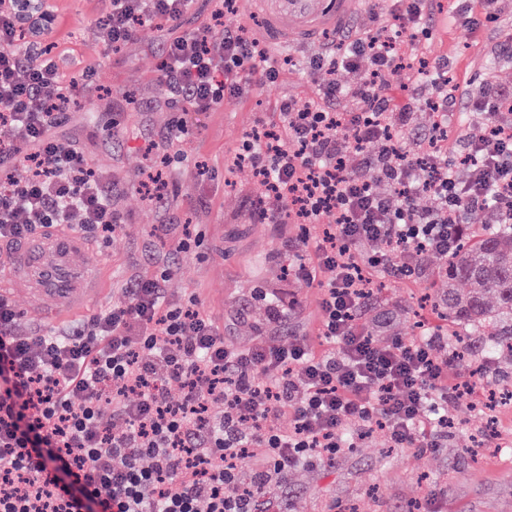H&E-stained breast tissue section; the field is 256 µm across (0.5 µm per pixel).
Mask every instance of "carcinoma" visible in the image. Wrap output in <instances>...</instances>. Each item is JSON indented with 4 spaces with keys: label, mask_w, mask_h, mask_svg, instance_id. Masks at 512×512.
<instances>
[{
    "label": "carcinoma",
    "mask_w": 512,
    "mask_h": 512,
    "mask_svg": "<svg viewBox=\"0 0 512 512\" xmlns=\"http://www.w3.org/2000/svg\"><path fill=\"white\" fill-rule=\"evenodd\" d=\"M437 280L448 284L435 313L448 322V353L473 354L471 336H487L486 355L512 363V224L463 233L442 259Z\"/></svg>",
    "instance_id": "carcinoma-1"
}]
</instances>
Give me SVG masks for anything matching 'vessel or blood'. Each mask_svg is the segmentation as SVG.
<instances>
[{
  "instance_id": "b4317fda",
  "label": "vessel or blood",
  "mask_w": 512,
  "mask_h": 512,
  "mask_svg": "<svg viewBox=\"0 0 512 512\" xmlns=\"http://www.w3.org/2000/svg\"><path fill=\"white\" fill-rule=\"evenodd\" d=\"M256 22L272 53L287 50L292 42L307 47L343 36L359 13L360 0H258ZM86 244L74 235L56 232L26 242L0 275V290L26 289L40 321H60L61 313L41 307L44 296L63 300L65 311L76 313L100 296L95 270L77 267L73 255Z\"/></svg>"
}]
</instances>
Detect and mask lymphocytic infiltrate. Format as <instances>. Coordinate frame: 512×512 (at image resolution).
I'll return each mask as SVG.
<instances>
[{"label":"lymphocytic infiltrate","mask_w":512,"mask_h":512,"mask_svg":"<svg viewBox=\"0 0 512 512\" xmlns=\"http://www.w3.org/2000/svg\"><path fill=\"white\" fill-rule=\"evenodd\" d=\"M396 2L317 52L310 100L282 97L281 128L254 130L233 158L279 203H254L250 217L325 227L298 272L323 290L327 351L303 338L227 344L196 298L169 299L166 270L130 276L110 308L49 335L22 329L0 296V512H256L271 480L332 462L373 428L411 447L445 428L440 411L462 393L448 376L447 337L426 329L383 345L362 312L380 272L408 278L419 257L447 256L472 214L512 223V84L490 73L466 95V118L485 133L464 139L461 162L438 148L446 134L438 122L405 149L401 135L417 112L461 107L448 101L447 62L400 49L403 34L432 19L430 0ZM190 3L107 0L98 44L120 49L177 22ZM233 6L216 0L205 23L166 48L160 82L185 115L216 110L283 72L247 26H225ZM21 28L0 11V243L62 224L110 237L122 223L111 177L52 135L67 91L85 88L87 76L64 77L51 50L24 42ZM341 72L354 82H340ZM343 98L350 111H338ZM424 195L430 207H419ZM214 402L221 414H210Z\"/></svg>","instance_id":"lymphocytic-infiltrate-1"}]
</instances>
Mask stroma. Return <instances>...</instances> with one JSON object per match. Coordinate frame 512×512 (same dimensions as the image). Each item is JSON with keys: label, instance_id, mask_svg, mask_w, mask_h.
I'll list each match as a JSON object with an SVG mask.
<instances>
[{"label": "stroma", "instance_id": "1", "mask_svg": "<svg viewBox=\"0 0 512 512\" xmlns=\"http://www.w3.org/2000/svg\"><path fill=\"white\" fill-rule=\"evenodd\" d=\"M101 0H59L54 53L63 73L93 68L94 84L69 108L56 135L76 145L112 176V191L125 222L109 240L90 238L79 263L97 265L105 302L117 284L134 273L171 269L172 298L194 295L224 327L226 343H255L265 289L288 303V316L274 328L283 340L315 335L322 290L291 271L289 263L305 237L321 234L319 224H266L247 217L250 201L267 190L251 168L229 169L240 142L259 125L282 121L283 95L305 99L314 87L309 62L314 48L291 47V61L277 84L253 88L240 99L188 118V153L164 166L161 199L140 189L143 172L159 163L146 156L163 145L181 109L157 83L167 32L146 31L118 51L94 41ZM512 20L501 26L434 24L430 38L414 48L430 61L447 60L460 91L474 89L487 66L501 83H512V65L495 63V49ZM188 225L194 241L188 252H171L158 227ZM105 264H98V257ZM441 284L427 277L388 278L363 320L380 341L412 340L430 313L429 296ZM450 431L430 448L396 447L374 430L357 448L339 454L333 465H301L266 485L261 496L275 512H512V416L492 421L489 410L470 398L449 401Z\"/></svg>", "mask_w": 512, "mask_h": 512}]
</instances>
